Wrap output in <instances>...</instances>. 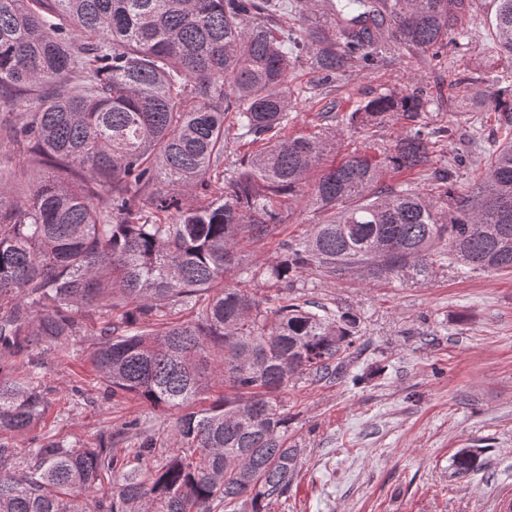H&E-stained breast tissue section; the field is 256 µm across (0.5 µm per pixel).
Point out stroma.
I'll list each match as a JSON object with an SVG mask.
<instances>
[{"instance_id":"obj_1","label":"stroma","mask_w":512,"mask_h":512,"mask_svg":"<svg viewBox=\"0 0 512 512\" xmlns=\"http://www.w3.org/2000/svg\"><path fill=\"white\" fill-rule=\"evenodd\" d=\"M495 8L494 0H476L459 24L457 46L437 58L387 41L373 64L324 82L310 55H301L289 74L299 96L288 133L333 132L339 158L385 149L407 120L354 128L346 115L378 96L421 91L430 100L422 122L453 131L437 144L433 166L452 162L461 143L472 144L470 164L455 183L457 193H468L492 143L508 134L490 100L459 83L472 75L495 88L512 84V65L490 50ZM0 166L19 195L44 174L31 155L2 139ZM278 209L283 222L271 234L240 242L245 262L267 266L319 219L304 194L281 199ZM294 293L353 309L360 336L342 379L289 383L288 444L301 455L288 496L271 512H494L512 489V272L464 275L444 266L425 277L374 281L310 270ZM101 320L99 310L88 311L85 333L62 347H41L49 397L41 430L91 445L136 420L143 431L174 437L179 410L106 391L90 360ZM473 447L482 451V468L454 477L452 455Z\"/></svg>"}]
</instances>
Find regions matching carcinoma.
Here are the masks:
<instances>
[{
  "label": "carcinoma",
  "mask_w": 512,
  "mask_h": 512,
  "mask_svg": "<svg viewBox=\"0 0 512 512\" xmlns=\"http://www.w3.org/2000/svg\"><path fill=\"white\" fill-rule=\"evenodd\" d=\"M496 3L495 48L512 62V0ZM474 0H0V104L23 113L0 135L51 177L17 196L0 183V349L62 344L104 310L91 361L112 395L182 411L177 447L142 435L120 454L33 433L49 401L42 364L0 376V512H269L288 494L300 450L288 446V383L336 380L360 332L334 310L256 284L294 287L318 269L341 278L425 276L450 262L466 272L512 271V139L489 154L475 192L454 195L463 151L424 192L381 185L383 172H424L450 135L420 122L429 101L382 95L352 126L397 112L412 122L380 159L359 152L323 164L334 143L283 136L293 108L288 72L312 54L329 81L374 59L388 40L413 54L457 44ZM58 91L30 106L35 91ZM512 126V88H477ZM258 148L224 180V136ZM311 205L322 219L254 269L236 261L244 234L282 223L277 199L316 168ZM110 203L102 205L103 195ZM236 270L235 281L224 276ZM128 310L112 322L114 300ZM190 310L159 331L140 321ZM224 359V391L199 409L209 349ZM29 437L17 457L15 437ZM481 467L457 451L453 475Z\"/></svg>",
  "instance_id": "carcinoma-1"
}]
</instances>
